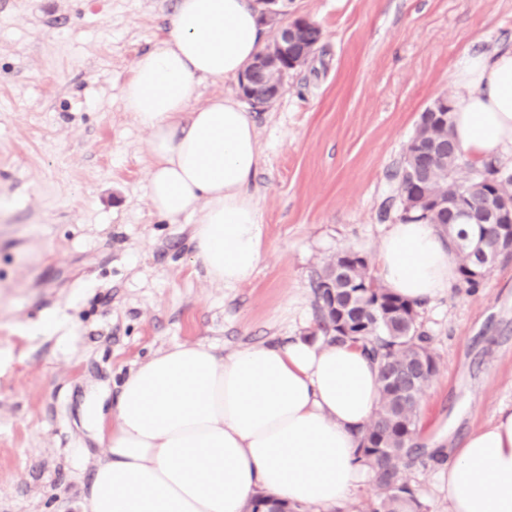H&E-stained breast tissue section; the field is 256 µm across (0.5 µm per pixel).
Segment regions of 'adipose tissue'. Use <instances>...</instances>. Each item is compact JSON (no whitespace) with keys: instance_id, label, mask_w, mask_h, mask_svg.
<instances>
[{"instance_id":"obj_1","label":"adipose tissue","mask_w":512,"mask_h":512,"mask_svg":"<svg viewBox=\"0 0 512 512\" xmlns=\"http://www.w3.org/2000/svg\"><path fill=\"white\" fill-rule=\"evenodd\" d=\"M258 0H176L167 39L137 57L121 98L149 134L146 196L158 215L191 226V261L212 282H251L264 224L252 182L255 123L240 101L200 102L202 81H240L263 47ZM451 104L453 135L476 164L512 157V48L464 56ZM377 275L422 302L458 277L436 225H392ZM378 366L360 345L295 336L224 355L183 343L122 380L112 411L91 402L108 451L84 512H245L259 492L336 512L366 468L359 440L379 403ZM449 512H512V407L449 449L441 485Z\"/></svg>"}]
</instances>
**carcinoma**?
Returning <instances> with one entry per match:
<instances>
[{
	"mask_svg": "<svg viewBox=\"0 0 512 512\" xmlns=\"http://www.w3.org/2000/svg\"><path fill=\"white\" fill-rule=\"evenodd\" d=\"M412 141L422 142L431 154L430 161L416 169V181L450 196L467 195L477 215L483 211L484 202L483 193L475 189L478 183L493 188L501 196L512 197V172L493 164L476 169L467 163L453 138L452 123L445 127L420 123ZM410 169L409 156L405 155L394 174L399 197L413 194V182L405 175ZM401 219L445 225L443 214L427 202L412 205ZM461 230L493 243L499 237L500 225L476 224L464 229L457 226L451 232L452 253L458 260L460 279L474 286L481 276L471 272L474 257L469 245L461 240ZM340 261L338 254L314 281L318 332L330 342L343 343L349 338L362 342L379 364V406L359 446L363 463L378 490L377 498L369 503L366 512H423V504L400 470V463L411 459L410 448L419 425L417 400L438 370L429 338L417 322L419 304L404 300L381 285L370 274L366 260L353 263L349 267L350 276L340 278ZM332 281L336 282V288L331 296L325 285Z\"/></svg>",
	"mask_w": 512,
	"mask_h": 512,
	"instance_id": "1",
	"label": "carcinoma"
}]
</instances>
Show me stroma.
Instances as JSON below:
<instances>
[{"mask_svg": "<svg viewBox=\"0 0 512 512\" xmlns=\"http://www.w3.org/2000/svg\"><path fill=\"white\" fill-rule=\"evenodd\" d=\"M175 0H0V512H83L105 450L86 422L128 371L185 342L225 352L316 329L313 281L337 253L375 260L421 113L463 55L512 46V0H278L322 29L282 95L252 110L266 252L234 288L190 260L193 217L157 215L149 134L121 106ZM47 336L30 330L48 316ZM438 371L402 474L448 512L429 447H460L512 406V258L419 309Z\"/></svg>", "mask_w": 512, "mask_h": 512, "instance_id": "35a3bbf8", "label": "stroma"}]
</instances>
